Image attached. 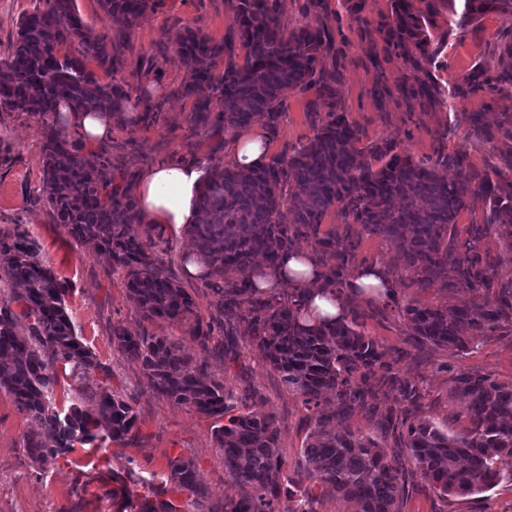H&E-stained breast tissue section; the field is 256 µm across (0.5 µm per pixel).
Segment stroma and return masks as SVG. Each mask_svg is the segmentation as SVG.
Here are the masks:
<instances>
[{"label": "stroma", "mask_w": 512, "mask_h": 512, "mask_svg": "<svg viewBox=\"0 0 512 512\" xmlns=\"http://www.w3.org/2000/svg\"><path fill=\"white\" fill-rule=\"evenodd\" d=\"M413 9H432L434 24L445 34L444 49L427 70L411 66L390 45L384 31L391 20V0H277L284 27L303 23L325 25L332 48L322 55L325 71L335 72L341 106L360 131V146L382 137L397 140L399 148L416 160L435 161L439 152L460 155L469 169L481 172L498 165L502 155L512 152V142L495 130L502 113H512V97L500 98L477 92L454 100L451 106H433L417 93L419 83L433 78L448 87L461 80L476 64L489 63L493 72L503 68L498 48L512 41V19L497 14L466 30H449L446 0H411ZM219 41L236 40L234 14L228 0H161L133 29L123 48V69L110 74L89 62V69L105 83L130 85L133 97L148 95L159 105L157 123L145 125L124 118L112 125L104 146L127 173L181 156H194L212 165L228 160V151H215L216 136L193 127L191 104L177 96L187 67L177 52L176 41L184 28ZM153 59L149 74L139 73L140 59ZM155 90L144 93L145 81ZM313 92L286 91L283 117L270 144L271 155L307 144L315 131L306 114ZM484 115L490 134L476 137L469 128V113ZM0 141L9 143L10 159L0 166V227H24L35 241L40 259L65 281L69 291L66 310L84 344L101 365L83 383L62 379L56 389L59 409L81 403L94 405L98 386L122 393L138 416L136 437L127 444L108 442L103 448H76L54 462L35 461L24 449L32 429L25 413L12 397L0 390V512H117L112 490L119 481L167 482L168 461L174 457L192 460L200 483L216 499L238 497L239 487L224 476V456L213 438L214 421L153 394L145 385L139 364L122 356L111 342L110 329L120 323L136 334L182 339L186 353L208 374L220 378L226 390L240 400V407L255 413L275 414L280 424V447L286 460L282 474L296 486L311 485L305 469L303 447L314 428L315 415L301 399L281 383L257 347L246 348L235 363L222 354L201 350L191 338L192 322L172 326L140 317L127 297L121 273L113 272L107 256L91 253L70 242L62 226L54 224L39 194L43 168L44 138L34 119L15 112H0ZM325 225L338 234L360 239L359 258L349 264L355 272L364 264L381 265L397 283L399 300L419 301L445 307L470 300L471 292L455 291L435 284L428 288L407 287L405 271L393 262L389 244L365 235L361 225L345 223L340 212H328ZM163 260L180 286L192 295L202 318L214 316L208 282L188 276L182 256L193 250L188 235H163ZM348 309L363 314L366 335L376 338L401 377L419 384L422 393L410 417L434 421L449 433H458L462 406L449 400L448 381L453 372L474 371L512 382V327L493 336H478L466 352L448 351L420 344L408 336L393 308L384 299L344 290ZM396 391L384 388L367 396L364 406L344 412L330 403L332 427H348L372 438H383L388 454L404 456L407 426L396 409ZM391 415L389 432L379 421ZM401 512H512V481L453 502L438 498L428 484L407 478Z\"/></svg>", "instance_id": "1"}]
</instances>
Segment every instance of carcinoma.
Returning <instances> with one entry per match:
<instances>
[{
  "label": "carcinoma",
  "mask_w": 512,
  "mask_h": 512,
  "mask_svg": "<svg viewBox=\"0 0 512 512\" xmlns=\"http://www.w3.org/2000/svg\"><path fill=\"white\" fill-rule=\"evenodd\" d=\"M41 2L44 6L20 17L13 51L0 61V111L25 113L42 129L41 193L54 223L92 253L108 254L125 271L128 298L142 317L171 325L194 319L192 339L204 351L214 331L224 333L215 348L230 363L242 357L245 341L264 351L281 382L317 414L304 458L320 495L344 499L353 512H401L402 462L371 437L323 425L321 406L330 399L351 411L388 384L404 407L420 398L415 384L392 371L358 317L303 325L298 293L264 295L243 280L230 288L209 284L217 316L204 320L193 297L165 269L153 237L156 226L141 222L128 186L103 177L108 151L85 150L83 140L60 122L63 102L74 112H121L132 101L130 88L102 83L86 62L113 69L122 41L157 8L158 0H100L106 14L125 21L112 37L94 33L73 9V0ZM230 2L243 58L225 41L190 28L177 41L187 66L177 94L193 100L194 126L224 132L215 151L258 117L276 130L287 90H315L327 112L309 103L315 135L291 155H276L249 170L228 161L212 166L200 196L202 223L188 230L204 262L226 276L256 256L274 269L284 251L309 240L316 253L337 261L327 266L325 283L339 291L359 242L338 236L334 227L322 230L328 211L337 208L366 234L391 245L397 264L413 274L410 285L428 288L441 282L477 292L470 301L445 308L404 303L401 315L418 341L464 350L469 336H491L511 324L512 281L498 276L501 255L479 252L478 243L494 235L512 254V190L505 191L486 173L464 169L457 156L440 154L432 165L416 161L398 151L391 138L356 148L359 130L341 109L335 80L320 66L331 43L326 28L304 24L286 30L269 0ZM448 10V27L464 30L490 13L511 18L512 0H448ZM433 29L431 15L413 11L408 0H392L386 40L417 69L423 62L434 64L442 52L444 37ZM490 71L487 64H478L448 90L423 83L418 94L442 106L479 90L511 94L512 71L497 77ZM216 99L222 106L217 113L212 110ZM450 169L455 170L451 177ZM475 199L482 202L485 216L481 223L471 222L463 239L457 219ZM0 285L9 287L0 293V389L37 427L24 440L27 452L38 461H54L76 444L93 447L134 437V408L108 387L93 392L91 410L76 403L58 410L59 373L79 379L101 365L67 313L66 286L39 259L33 240L18 225L0 229ZM111 340L139 364L154 394L215 420L213 436L224 455V475L241 490L216 512H312L309 505L320 495L280 479L284 460L274 414L237 410V398L206 376L179 340L133 334L120 324L112 326ZM448 398L464 401L465 425L450 435L428 420L410 424L404 448L411 474L444 500L512 480V383L461 372L451 377ZM168 466L175 486L207 496L191 460L175 457ZM166 492L157 489L139 497L121 485L116 495L126 512H175L164 499Z\"/></svg>",
  "instance_id": "carcinoma-1"
}]
</instances>
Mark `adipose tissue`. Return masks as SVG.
I'll return each instance as SVG.
<instances>
[{"label": "adipose tissue", "instance_id": "adipose-tissue-1", "mask_svg": "<svg viewBox=\"0 0 512 512\" xmlns=\"http://www.w3.org/2000/svg\"><path fill=\"white\" fill-rule=\"evenodd\" d=\"M207 176L205 164L190 158L164 162L141 172L130 192L143 223L160 225L174 235L199 223L198 198ZM322 272L306 251L299 250L285 254L278 270L257 269L251 280L263 292L295 289L303 299L305 323L313 324L323 318L340 319L346 313L341 298L324 289Z\"/></svg>", "mask_w": 512, "mask_h": 512}]
</instances>
